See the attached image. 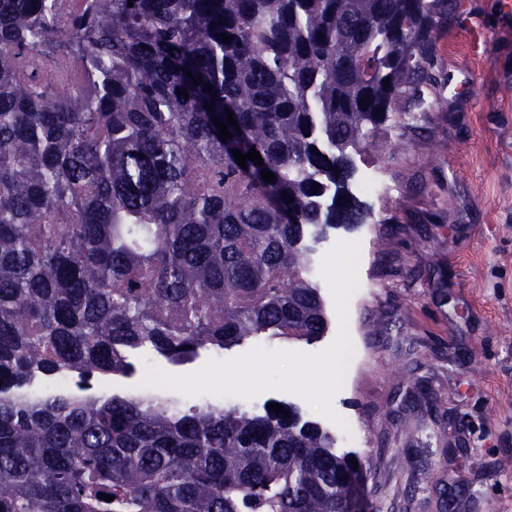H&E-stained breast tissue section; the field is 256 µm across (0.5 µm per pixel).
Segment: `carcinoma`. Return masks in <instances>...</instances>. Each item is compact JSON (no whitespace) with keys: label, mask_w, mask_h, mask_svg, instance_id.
<instances>
[{"label":"carcinoma","mask_w":512,"mask_h":512,"mask_svg":"<svg viewBox=\"0 0 512 512\" xmlns=\"http://www.w3.org/2000/svg\"><path fill=\"white\" fill-rule=\"evenodd\" d=\"M455 7L0 0V512H345L355 454L297 407L89 380L144 348L325 335L317 245L365 223L352 157L417 127L398 103L423 104ZM69 373L86 395L20 394ZM140 369L137 368L136 373H132L129 376H99L94 377L91 380L93 389L88 391L89 393H105L113 391L120 394L137 395L142 392L140 389Z\"/></svg>","instance_id":"carcinoma-1"}]
</instances>
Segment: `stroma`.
I'll use <instances>...</instances> for the list:
<instances>
[{
    "mask_svg": "<svg viewBox=\"0 0 512 512\" xmlns=\"http://www.w3.org/2000/svg\"><path fill=\"white\" fill-rule=\"evenodd\" d=\"M464 3L468 25L449 15L436 37L450 80L427 90L418 128L354 157L388 194L363 196L366 223L317 247L361 244L357 352L333 407L349 425L342 450L366 463L369 512H512V10ZM337 333L150 361L185 374L256 345L318 353Z\"/></svg>",
    "mask_w": 512,
    "mask_h": 512,
    "instance_id": "1",
    "label": "stroma"
}]
</instances>
